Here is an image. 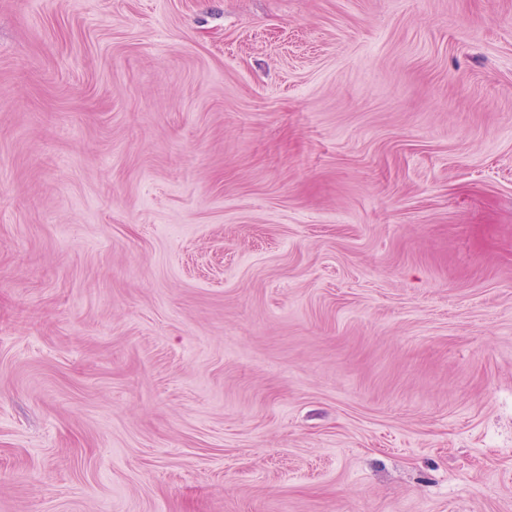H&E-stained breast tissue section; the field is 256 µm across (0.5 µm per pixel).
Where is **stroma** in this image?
<instances>
[{"instance_id":"35a3bbf8","label":"stroma","mask_w":512,"mask_h":512,"mask_svg":"<svg viewBox=\"0 0 512 512\" xmlns=\"http://www.w3.org/2000/svg\"><path fill=\"white\" fill-rule=\"evenodd\" d=\"M0 512H512V0H0Z\"/></svg>"}]
</instances>
